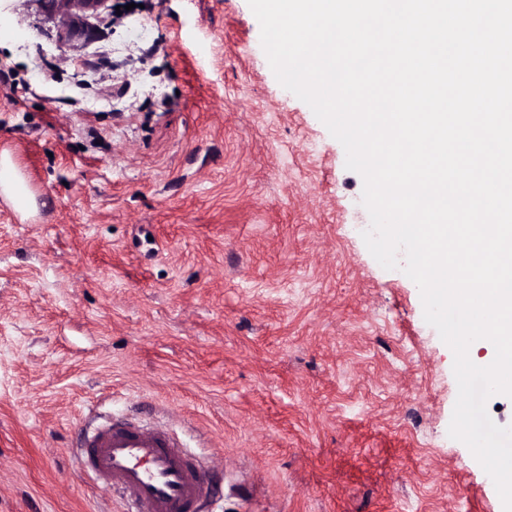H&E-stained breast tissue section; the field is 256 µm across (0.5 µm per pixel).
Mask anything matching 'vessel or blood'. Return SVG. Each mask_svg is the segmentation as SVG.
Instances as JSON below:
<instances>
[{"mask_svg":"<svg viewBox=\"0 0 512 512\" xmlns=\"http://www.w3.org/2000/svg\"><path fill=\"white\" fill-rule=\"evenodd\" d=\"M77 463L119 492L126 512H195L210 497L208 474L168 430L128 419L86 430Z\"/></svg>","mask_w":512,"mask_h":512,"instance_id":"obj_1","label":"vessel or blood"}]
</instances>
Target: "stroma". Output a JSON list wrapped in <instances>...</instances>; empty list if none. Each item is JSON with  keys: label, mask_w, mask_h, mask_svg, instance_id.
Listing matches in <instances>:
<instances>
[{"label": "stroma", "mask_w": 512, "mask_h": 512, "mask_svg": "<svg viewBox=\"0 0 512 512\" xmlns=\"http://www.w3.org/2000/svg\"><path fill=\"white\" fill-rule=\"evenodd\" d=\"M61 52L0 0V512H123L79 433L181 436L215 512H504L454 356L362 233L363 179L247 0H108ZM0 187L20 210H26L30 203V196L25 184L15 175L8 161L0 163Z\"/></svg>", "instance_id": "obj_1"}]
</instances>
